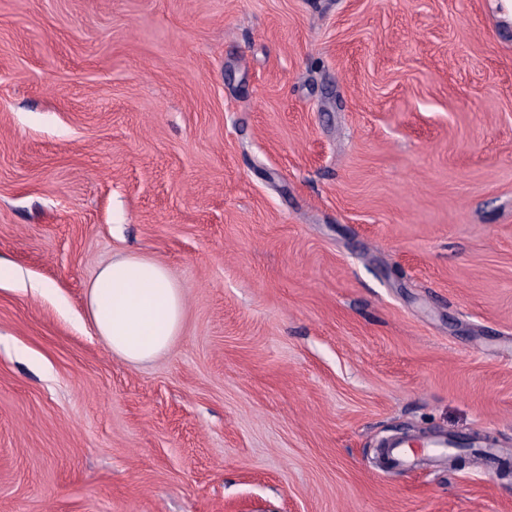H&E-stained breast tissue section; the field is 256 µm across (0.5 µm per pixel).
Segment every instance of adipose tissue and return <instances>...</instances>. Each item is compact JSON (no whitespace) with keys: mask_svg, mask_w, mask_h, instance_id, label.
I'll list each match as a JSON object with an SVG mask.
<instances>
[{"mask_svg":"<svg viewBox=\"0 0 512 512\" xmlns=\"http://www.w3.org/2000/svg\"><path fill=\"white\" fill-rule=\"evenodd\" d=\"M91 326L112 352L139 364L167 351L185 312L181 288L161 262L142 255L114 258L88 292Z\"/></svg>","mask_w":512,"mask_h":512,"instance_id":"adipose-tissue-1","label":"adipose tissue"}]
</instances>
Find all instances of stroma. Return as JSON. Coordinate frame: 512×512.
<instances>
[{
  "label": "stroma",
  "instance_id": "obj_1",
  "mask_svg": "<svg viewBox=\"0 0 512 512\" xmlns=\"http://www.w3.org/2000/svg\"><path fill=\"white\" fill-rule=\"evenodd\" d=\"M152 257L183 329L91 327ZM512 25L487 0H0V512H512ZM91 326L112 353L132 364L167 351L182 331V289L161 262L142 255L112 259L89 287ZM474 444L476 447H482L485 443L478 442L477 438L461 436V437H448L443 436L437 440H424L419 444H412L409 442L394 443L387 448V454L397 467L401 470L411 469L416 467V449L415 448H436L432 450L429 455V463L437 462L444 454L447 448H456L458 446H470Z\"/></svg>",
  "mask_w": 512,
  "mask_h": 512
}]
</instances>
